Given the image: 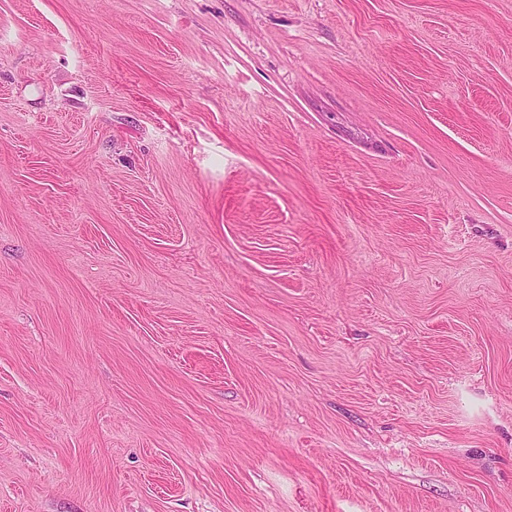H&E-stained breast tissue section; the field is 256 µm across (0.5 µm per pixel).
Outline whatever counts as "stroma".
I'll use <instances>...</instances> for the list:
<instances>
[{"label":"stroma","instance_id":"obj_1","mask_svg":"<svg viewBox=\"0 0 512 512\" xmlns=\"http://www.w3.org/2000/svg\"><path fill=\"white\" fill-rule=\"evenodd\" d=\"M0 512H512V0H0Z\"/></svg>","mask_w":512,"mask_h":512}]
</instances>
